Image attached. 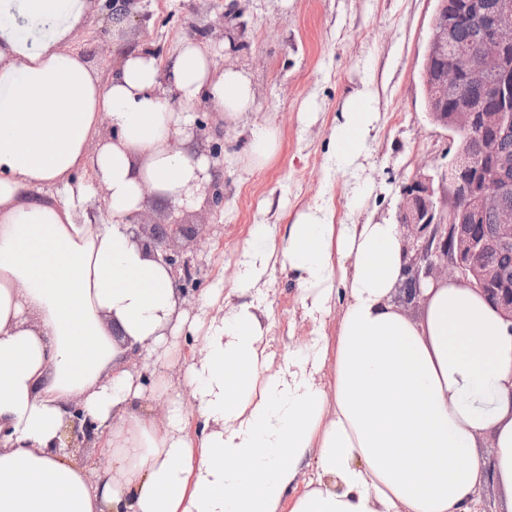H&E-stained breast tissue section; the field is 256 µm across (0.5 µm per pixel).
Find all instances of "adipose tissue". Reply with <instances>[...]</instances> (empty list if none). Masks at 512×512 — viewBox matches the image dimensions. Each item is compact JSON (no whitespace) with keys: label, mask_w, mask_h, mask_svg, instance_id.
<instances>
[{"label":"adipose tissue","mask_w":512,"mask_h":512,"mask_svg":"<svg viewBox=\"0 0 512 512\" xmlns=\"http://www.w3.org/2000/svg\"><path fill=\"white\" fill-rule=\"evenodd\" d=\"M89 9L0 0V512H476L490 487L512 512V322L462 281H423L407 316L398 224L317 203L253 225L190 315L133 240L145 197L204 204L200 102L249 126L254 166L280 131L251 125L250 77L192 39L165 62L122 51L101 81L71 47ZM369 100L335 127L343 164L375 136ZM277 266L311 325L280 353L259 305ZM76 408L107 469L68 450Z\"/></svg>","instance_id":"ef3b65f1"}]
</instances>
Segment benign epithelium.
<instances>
[{
  "instance_id": "7a95c632",
  "label": "benign epithelium",
  "mask_w": 512,
  "mask_h": 512,
  "mask_svg": "<svg viewBox=\"0 0 512 512\" xmlns=\"http://www.w3.org/2000/svg\"><path fill=\"white\" fill-rule=\"evenodd\" d=\"M435 2L420 68L429 118L453 134L482 135L491 129L512 127V62L507 56L512 49V0H497L493 11L484 17L476 15L468 3H459L456 12L451 13L448 0ZM457 19L475 21L485 31L479 56L448 51V32ZM433 58L445 61L434 77L429 72ZM494 68L503 75L498 85L488 81ZM486 97L496 100L495 111L480 108V100ZM495 156L492 143L481 155H471L462 146L446 168L432 174L420 173L403 187L399 224L409 270L399 292L406 303H415L421 280L455 278L468 283L512 321V275L479 264L482 252L512 246V207L503 202L512 183L507 179L483 183L477 180L486 162ZM208 157L214 177L206 206L218 209L224 204V180L220 178L224 154L214 147ZM465 204L472 216L487 211L496 215L490 236L479 239L467 232L468 225L461 214ZM183 211L182 207H172L165 222L139 225L134 240L149 252H161L175 288L186 297L191 291H199L204 282L205 259L201 251L208 225L186 223ZM181 239L195 243V249H174ZM94 431V424L80 410H73L69 447H87L94 439Z\"/></svg>"
}]
</instances>
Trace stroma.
<instances>
[{
    "instance_id": "1",
    "label": "stroma",
    "mask_w": 512,
    "mask_h": 512,
    "mask_svg": "<svg viewBox=\"0 0 512 512\" xmlns=\"http://www.w3.org/2000/svg\"><path fill=\"white\" fill-rule=\"evenodd\" d=\"M122 42L150 46L167 60L183 39L216 48L218 68L246 71L255 90L252 119L281 131L278 155L251 169L245 156L224 161V205L189 211L190 224L214 227L206 241V284L231 281L236 249L252 225L286 228L313 203L333 223L393 221L402 188L416 174L448 165L458 140L426 114L420 64L435 0H128ZM72 46L101 77L119 57L113 48L107 0H91ZM375 92L380 120L372 168L352 177L336 161L332 131L349 98L363 84ZM276 350L306 335L297 286L275 269L261 302Z\"/></svg>"
}]
</instances>
